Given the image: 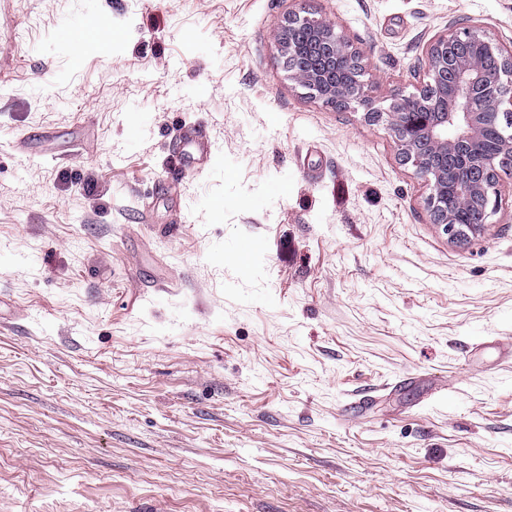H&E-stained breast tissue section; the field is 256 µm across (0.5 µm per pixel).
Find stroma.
I'll return each mask as SVG.
<instances>
[{"mask_svg": "<svg viewBox=\"0 0 512 512\" xmlns=\"http://www.w3.org/2000/svg\"><path fill=\"white\" fill-rule=\"evenodd\" d=\"M302 10L382 109L455 19L512 45V0H0V512H512V169L450 241L289 79ZM208 142L203 136L196 131L190 133H180L178 149L173 157L174 167L173 174L178 176L187 168L200 161L196 157L197 153L201 151V155L208 154Z\"/></svg>", "mask_w": 512, "mask_h": 512, "instance_id": "stroma-1", "label": "stroma"}]
</instances>
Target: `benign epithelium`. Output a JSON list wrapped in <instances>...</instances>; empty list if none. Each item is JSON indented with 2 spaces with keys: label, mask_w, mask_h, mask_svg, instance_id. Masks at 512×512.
Listing matches in <instances>:
<instances>
[{
  "label": "benign epithelium",
  "mask_w": 512,
  "mask_h": 512,
  "mask_svg": "<svg viewBox=\"0 0 512 512\" xmlns=\"http://www.w3.org/2000/svg\"><path fill=\"white\" fill-rule=\"evenodd\" d=\"M290 77L323 104L357 105L385 120L403 161L429 185L431 223L450 240L481 233L498 195L495 159L512 158V49L478 25L451 23L428 46L425 80L412 95L378 109L362 80L364 56L327 17L294 13L278 28ZM499 125L497 151L482 152L490 125Z\"/></svg>",
  "instance_id": "benign-epithelium-1"
}]
</instances>
